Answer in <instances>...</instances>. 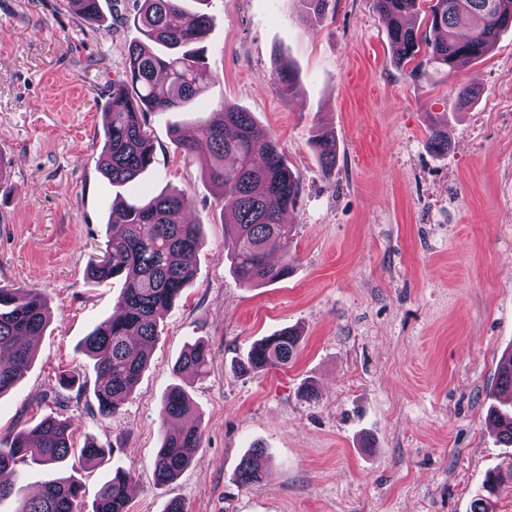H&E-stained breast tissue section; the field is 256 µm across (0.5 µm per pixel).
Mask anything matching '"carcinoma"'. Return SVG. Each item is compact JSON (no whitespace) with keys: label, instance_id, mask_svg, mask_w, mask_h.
Masks as SVG:
<instances>
[{"label":"carcinoma","instance_id":"1","mask_svg":"<svg viewBox=\"0 0 512 512\" xmlns=\"http://www.w3.org/2000/svg\"><path fill=\"white\" fill-rule=\"evenodd\" d=\"M133 18L143 39L130 45L122 78L112 82L105 112V142L100 165L113 186L135 180L153 164L155 144L147 116L187 110L214 85L218 77L204 61L203 43L214 18L184 5V0H137ZM306 18L319 19L330 0H302ZM388 26L392 55L401 67L411 66L419 78L430 66L455 73L486 55L500 35L512 28V0H374ZM425 14V29L412 18ZM277 88L294 97L297 74L284 61L271 74ZM185 155L203 152L204 173L222 189L227 259L233 274L250 286L288 278L292 226L283 214L300 198L296 177L288 167L276 138L250 112L222 103L213 119L194 138L177 135ZM318 157L326 173L336 166V138L323 133L316 139ZM189 200L180 193H161L146 203L112 204V232L102 258L91 261L87 276L96 281L121 279L124 287L117 311L97 325L82 343L93 360V394L101 415L112 417L133 394L147 367L151 345L159 336V317L183 294L195 276L201 248L196 224L184 221ZM50 311L41 293H19L0 285V395L12 389L33 360L22 338L38 336L49 323ZM298 333L283 329L266 336L238 361L236 372L283 366L296 356ZM209 368L206 346L195 342L174 365V371L204 375ZM499 392L512 391V352L497 368ZM192 402L185 388L176 386L164 397L161 415L168 428L154 461L159 485L171 482L201 447L199 424L192 423ZM488 420L500 442L512 447V402L490 408ZM72 449L69 426L52 417L24 426L0 438V473L27 463L51 468ZM266 453L254 447L239 463L235 479L254 485L265 473ZM130 473L117 470L101 487L92 512H127ZM82 484L75 476L51 478L40 492L24 501L18 512H79Z\"/></svg>","mask_w":512,"mask_h":512}]
</instances>
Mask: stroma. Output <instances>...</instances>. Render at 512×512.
<instances>
[{
    "mask_svg": "<svg viewBox=\"0 0 512 512\" xmlns=\"http://www.w3.org/2000/svg\"><path fill=\"white\" fill-rule=\"evenodd\" d=\"M92 20L70 0H0V282L46 297L50 322L35 359L0 395V435L52 415L69 420L90 512L113 467L129 471L130 512H472L486 473L512 463L488 421L497 365L512 350V30L456 74L412 81L395 64L373 0H332L305 20L301 0H209L205 56L219 81L191 111L149 115L152 167L112 187L98 158L103 106L139 37L137 0H100ZM300 94L275 89L280 58ZM474 101L461 108L457 89ZM226 102L253 113L297 177L293 272L241 284L226 259L217 190L176 131L200 128ZM445 126L447 153L429 145ZM336 137L325 174L317 129ZM163 191L192 202L202 247L196 274L161 316L149 367L119 415L93 397L83 338L116 309L119 281L86 275L105 248L115 196ZM298 332L285 368L234 367L252 344ZM202 342L206 375L174 374ZM77 386L63 389L60 374ZM191 394L202 446L174 480L153 464L174 385ZM314 386L317 399L303 397ZM110 449L83 463L87 442ZM270 463L260 484L233 478L253 447Z\"/></svg>",
    "mask_w": 512,
    "mask_h": 512,
    "instance_id": "1",
    "label": "stroma"
}]
</instances>
